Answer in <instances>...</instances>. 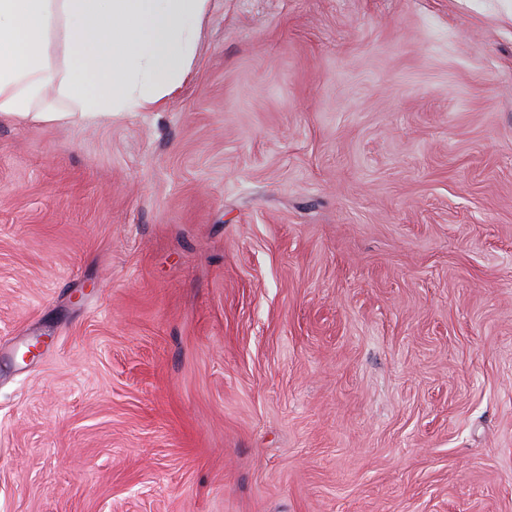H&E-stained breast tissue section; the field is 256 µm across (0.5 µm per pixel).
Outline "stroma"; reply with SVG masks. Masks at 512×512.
I'll list each match as a JSON object with an SVG mask.
<instances>
[{
  "label": "stroma",
  "mask_w": 512,
  "mask_h": 512,
  "mask_svg": "<svg viewBox=\"0 0 512 512\" xmlns=\"http://www.w3.org/2000/svg\"><path fill=\"white\" fill-rule=\"evenodd\" d=\"M0 117V512H512V0H209L163 110Z\"/></svg>",
  "instance_id": "35a3bbf8"
}]
</instances>
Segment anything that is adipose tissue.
Returning a JSON list of instances; mask_svg holds the SVG:
<instances>
[{
    "label": "adipose tissue",
    "mask_w": 512,
    "mask_h": 512,
    "mask_svg": "<svg viewBox=\"0 0 512 512\" xmlns=\"http://www.w3.org/2000/svg\"><path fill=\"white\" fill-rule=\"evenodd\" d=\"M207 0H0V115L44 117L46 90L82 112L161 107L190 77ZM65 32L72 65L48 50Z\"/></svg>",
    "instance_id": "adipose-tissue-1"
}]
</instances>
